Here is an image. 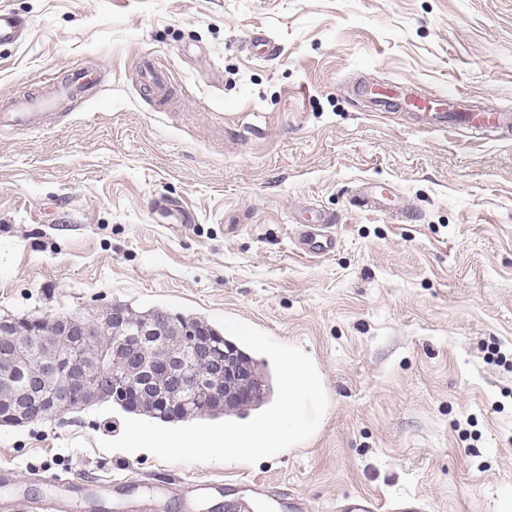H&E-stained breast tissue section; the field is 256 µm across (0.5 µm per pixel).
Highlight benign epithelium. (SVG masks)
<instances>
[{"instance_id": "1", "label": "benign epithelium", "mask_w": 512, "mask_h": 512, "mask_svg": "<svg viewBox=\"0 0 512 512\" xmlns=\"http://www.w3.org/2000/svg\"><path fill=\"white\" fill-rule=\"evenodd\" d=\"M63 343L70 345L75 339L88 336L93 321L81 316H57ZM107 325L115 332L112 350L109 353H84L72 360L65 370H51L55 365L61 346L54 342H40L37 363L29 366L31 385L44 382L48 391L43 393L31 407L23 406L22 394L18 393L7 377L22 362L11 352L10 342L20 337L40 338L37 326L29 328L19 325L12 318H0V404L12 406V410L0 416L1 424L27 425L47 419L61 418L70 411L83 406L86 397L108 399L112 392H120L126 402H138L148 396L158 377L168 386L159 392L155 400L167 409H175L187 402V395L196 392L202 403L224 406L225 396L243 398L247 395L248 380L236 370L225 351L216 348L211 341L192 335L191 354L187 358L170 353L168 339L174 335H185L175 320L162 313L144 320L143 335L149 340L137 345L124 342L130 328L125 317H110ZM204 365L224 378L227 393L215 387H205L199 380L190 378V371Z\"/></svg>"}]
</instances>
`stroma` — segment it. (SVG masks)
I'll return each instance as SVG.
<instances>
[{"mask_svg":"<svg viewBox=\"0 0 512 512\" xmlns=\"http://www.w3.org/2000/svg\"><path fill=\"white\" fill-rule=\"evenodd\" d=\"M24 41L0 47V107L57 97L40 130L0 128V315L115 303L301 346L327 411L307 441L257 464H170L108 452L123 410L0 424L12 512L46 497L34 472L133 479L119 512H183L191 482L229 488L196 512L258 510L237 480L336 512H512V131L422 125L355 96L407 81L512 111V0H0ZM270 36L276 56L245 47ZM174 88L143 84L142 56ZM89 96H63L73 69ZM384 184L409 216L363 209ZM331 217L333 254L292 239Z\"/></svg>","mask_w":512,"mask_h":512,"instance_id":"obj_1","label":"stroma"}]
</instances>
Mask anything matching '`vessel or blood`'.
<instances>
[{"label":"vessel or blood","instance_id":"vessel-or-blood-1","mask_svg":"<svg viewBox=\"0 0 512 512\" xmlns=\"http://www.w3.org/2000/svg\"><path fill=\"white\" fill-rule=\"evenodd\" d=\"M25 31L23 20L13 12L0 9V46L17 43ZM140 69L146 84L155 94L162 97L170 95L168 82L157 72L151 59H143ZM362 91L371 96L378 105L413 111L437 127L453 123L473 128L487 125L512 128L511 112H474L465 107L463 99L458 95L447 97L436 93H423L398 83L366 85ZM49 104V99L40 96L26 98L15 104L10 111L0 113V127L38 128L40 111ZM359 202L374 211L395 215L402 212L398 205L388 204L382 188L375 185L367 186ZM294 246L301 255L325 257L335 251L336 240L320 228L314 227L299 231ZM40 480L54 490L50 501L46 503L50 512H72L74 498L87 490L85 482L78 475L64 477L57 473H47L41 475Z\"/></svg>","mask_w":512,"mask_h":512}]
</instances>
